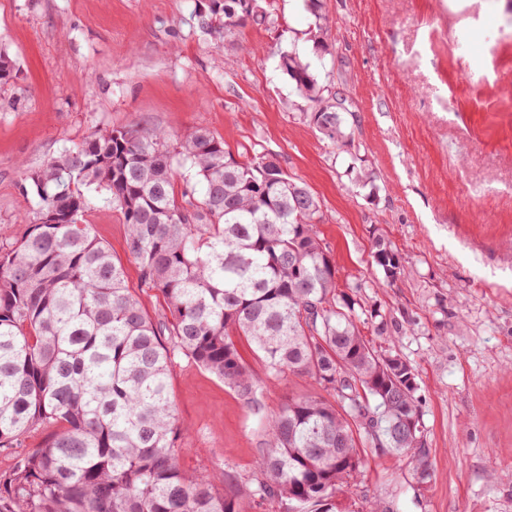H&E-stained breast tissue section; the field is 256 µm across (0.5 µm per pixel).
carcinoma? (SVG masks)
Instances as JSON below:
<instances>
[{
    "label": "carcinoma",
    "instance_id": "carcinoma-1",
    "mask_svg": "<svg viewBox=\"0 0 512 512\" xmlns=\"http://www.w3.org/2000/svg\"><path fill=\"white\" fill-rule=\"evenodd\" d=\"M198 2L193 25L220 39L269 18L266 6ZM279 67L310 104L309 124L345 146L342 91L293 50L280 52ZM18 77L0 52V84ZM170 140L163 130L114 127L25 176L22 194L33 189L37 206L21 238H0V448L38 428L58 432L44 448L13 454L0 472V512H244L248 495L336 512V495L369 450L411 456L428 482L423 430L410 431L421 425L415 369L364 338L368 327L384 335L388 323L342 290L315 231L319 199L277 158L236 160L207 128ZM178 162L196 179L181 191ZM91 188L126 224L128 254L141 285L162 296L165 320L150 317L124 265L83 223ZM372 259L388 285L404 274L380 235ZM239 339L268 380L305 376L321 389L289 399L268 421L248 490L224 470L183 471L169 391L182 355L260 408L263 386Z\"/></svg>",
    "mask_w": 512,
    "mask_h": 512
}]
</instances>
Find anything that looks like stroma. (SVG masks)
<instances>
[{
	"mask_svg": "<svg viewBox=\"0 0 512 512\" xmlns=\"http://www.w3.org/2000/svg\"><path fill=\"white\" fill-rule=\"evenodd\" d=\"M196 0H0V51L21 70L0 85V230L21 237L35 196L27 172L92 134L130 123L178 138L205 127L235 157L273 154L318 197L317 232L352 297L387 320L373 344L409 361L430 482L411 458L365 455L336 498L339 512H512V43L491 34L512 0H322L323 27L302 0H273L266 25L238 42L193 28ZM328 47L312 51L313 37ZM309 59L349 97L350 142L337 150L305 120L279 54ZM364 160L372 186L346 167ZM83 220L126 268L151 317L127 227L105 193L88 191ZM384 236L405 272L378 286L372 242ZM254 411L223 382L176 358L170 392L184 430L179 457L201 476L251 478L265 427L306 377L268 383Z\"/></svg>",
	"mask_w": 512,
	"mask_h": 512,
	"instance_id": "35a3bbf8",
	"label": "stroma"
}]
</instances>
